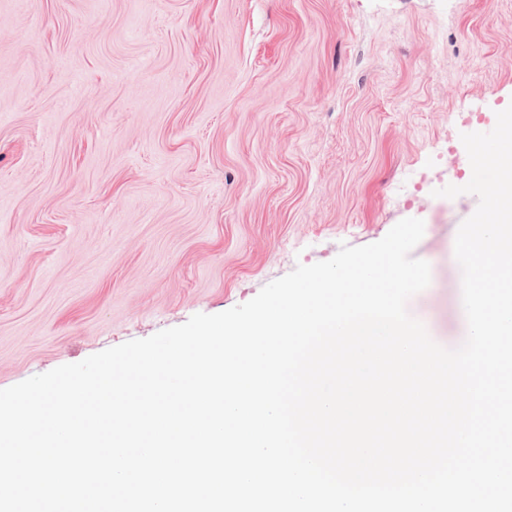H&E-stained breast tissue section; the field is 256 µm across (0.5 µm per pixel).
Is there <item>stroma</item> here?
<instances>
[{"label": "stroma", "instance_id": "stroma-1", "mask_svg": "<svg viewBox=\"0 0 512 512\" xmlns=\"http://www.w3.org/2000/svg\"><path fill=\"white\" fill-rule=\"evenodd\" d=\"M512 0H0V389L419 218L409 314L465 340L462 134Z\"/></svg>", "mask_w": 512, "mask_h": 512}]
</instances>
